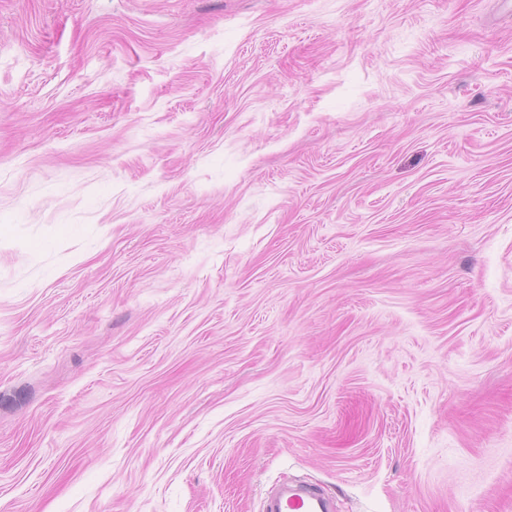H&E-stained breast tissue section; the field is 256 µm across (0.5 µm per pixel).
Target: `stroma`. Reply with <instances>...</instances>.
Wrapping results in <instances>:
<instances>
[{
    "label": "stroma",
    "mask_w": 512,
    "mask_h": 512,
    "mask_svg": "<svg viewBox=\"0 0 512 512\" xmlns=\"http://www.w3.org/2000/svg\"><path fill=\"white\" fill-rule=\"evenodd\" d=\"M512 512L502 0H0V512ZM262 512H332V509L322 488L306 482H284L269 492Z\"/></svg>",
    "instance_id": "1"
}]
</instances>
